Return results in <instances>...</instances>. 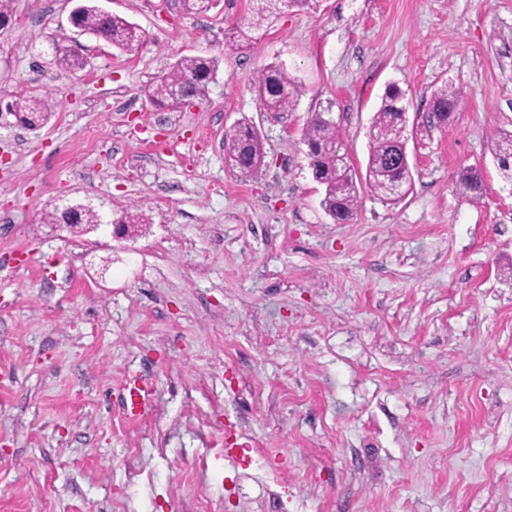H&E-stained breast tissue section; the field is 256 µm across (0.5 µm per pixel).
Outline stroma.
I'll return each mask as SVG.
<instances>
[{
    "mask_svg": "<svg viewBox=\"0 0 512 512\" xmlns=\"http://www.w3.org/2000/svg\"><path fill=\"white\" fill-rule=\"evenodd\" d=\"M77 3L12 0L0 33V92L52 95L35 130L0 112V512H512V184L493 153L512 132V0H318L246 54L224 32L256 0H97L140 29L133 56L74 28ZM62 38L86 62L71 76L51 63ZM194 55L217 62L206 97L150 102ZM270 65L300 87L277 119L253 87ZM447 82L455 118L431 124ZM391 83L413 188L362 191L335 223L303 130L330 112L363 174ZM243 123L266 153L247 179L223 147ZM465 166L479 202L454 189ZM138 202L150 226L113 238ZM79 203L107 225L41 224ZM128 376L154 394L136 419ZM462 96V91L459 88L444 83L432 94L430 112L437 117L446 118L448 112H454Z\"/></svg>",
    "mask_w": 512,
    "mask_h": 512,
    "instance_id": "stroma-1",
    "label": "stroma"
}]
</instances>
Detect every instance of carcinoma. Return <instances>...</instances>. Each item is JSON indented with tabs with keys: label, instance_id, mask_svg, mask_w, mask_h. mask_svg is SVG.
I'll list each match as a JSON object with an SVG mask.
<instances>
[{
	"label": "carcinoma",
	"instance_id": "cac0c4a2",
	"mask_svg": "<svg viewBox=\"0 0 512 512\" xmlns=\"http://www.w3.org/2000/svg\"><path fill=\"white\" fill-rule=\"evenodd\" d=\"M312 0H259V5L249 20L250 27L260 29L284 7L303 8ZM174 6L184 13H199L209 10L212 0H174ZM75 25L91 35L102 38L119 51L131 55L138 52L142 44L139 29L126 18L98 11L97 6L82 4L77 9ZM54 63L63 72L81 70L84 64L79 55L66 45L54 44ZM215 76V62L204 56H187L176 61L168 71L157 76L144 87L145 96L158 106L180 107L177 93L191 90L204 95L212 77ZM255 89L263 111L278 115L288 112L298 96V86L293 77L280 66L263 69L255 81ZM462 98V91L448 83L437 88L431 97V112L438 117H448ZM404 93L396 84L386 88L381 106L375 113L368 133V160L364 177L365 188L384 203H396L391 189L405 181L406 189L412 188L413 173L403 165L394 162L400 156L399 140L386 130L400 123ZM11 111L19 112L23 122L35 129L48 119L45 101L37 97L15 95L7 102ZM341 136L336 122L323 112L311 115L304 131V143L315 181L325 188L322 206L325 212L338 223L350 222L359 202V188L356 175L351 168L336 169L335 145ZM498 167L507 180L512 181V133L500 136L494 146ZM265 152L258 131L245 126L231 136L228 161L238 176L248 178L256 175L264 166ZM459 193L471 202L483 196V181L476 167L461 170L456 181Z\"/></svg>",
	"mask_w": 512,
	"mask_h": 512
}]
</instances>
